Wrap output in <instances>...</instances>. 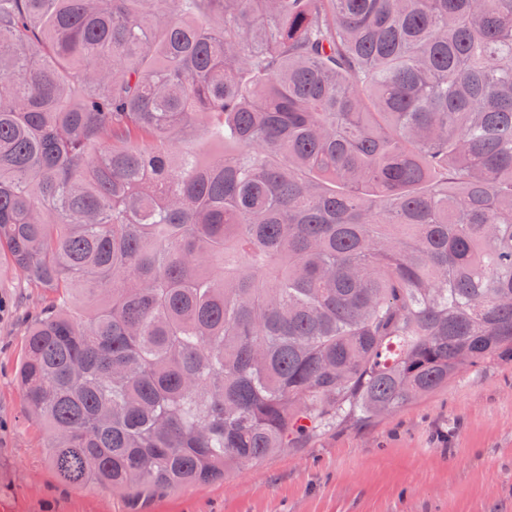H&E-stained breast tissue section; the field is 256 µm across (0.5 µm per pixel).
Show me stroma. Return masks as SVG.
Listing matches in <instances>:
<instances>
[{"label":"stroma","mask_w":512,"mask_h":512,"mask_svg":"<svg viewBox=\"0 0 512 512\" xmlns=\"http://www.w3.org/2000/svg\"><path fill=\"white\" fill-rule=\"evenodd\" d=\"M48 291L0 258V512H512V359L399 411L322 430L223 481L140 496L58 481L15 372Z\"/></svg>","instance_id":"stroma-1"}]
</instances>
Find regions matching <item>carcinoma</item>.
I'll list each match as a JSON object with an SVG mask.
<instances>
[{
	"mask_svg": "<svg viewBox=\"0 0 512 512\" xmlns=\"http://www.w3.org/2000/svg\"><path fill=\"white\" fill-rule=\"evenodd\" d=\"M0 251L75 487L215 483L512 356V0H0Z\"/></svg>",
	"mask_w": 512,
	"mask_h": 512,
	"instance_id": "cac0c4a2",
	"label": "carcinoma"
}]
</instances>
